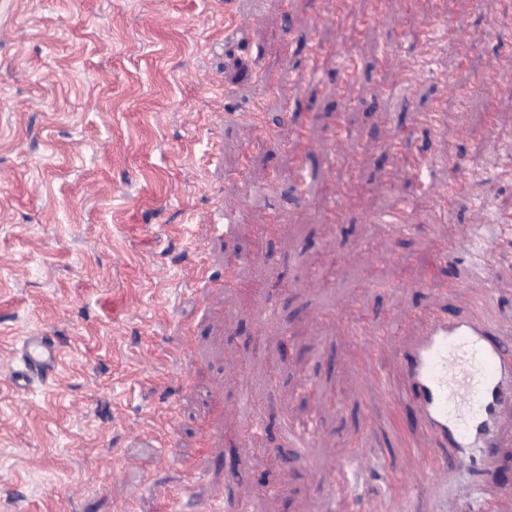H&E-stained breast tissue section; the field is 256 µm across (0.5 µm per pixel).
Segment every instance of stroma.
Here are the masks:
<instances>
[{"label": "stroma", "mask_w": 512, "mask_h": 512, "mask_svg": "<svg viewBox=\"0 0 512 512\" xmlns=\"http://www.w3.org/2000/svg\"><path fill=\"white\" fill-rule=\"evenodd\" d=\"M442 19L452 42L416 38ZM412 52L431 73L397 65ZM508 64L512 0H0V512H163L176 494L193 512H431L427 489L406 505L387 484L426 437L408 406L384 412L369 343L326 314L407 335L409 312L469 311L472 291L446 293L465 246L512 265V94L487 123L479 98L478 124L417 119ZM258 101L265 129L224 116ZM452 157L475 178L445 214L428 188ZM340 180L370 206L330 224L319 185ZM406 197L417 227L395 239L378 217ZM405 271L415 287L395 289ZM38 330L61 361L20 393L7 371ZM302 422L303 460L285 434ZM365 448L379 459L353 489L339 469Z\"/></svg>", "instance_id": "obj_1"}]
</instances>
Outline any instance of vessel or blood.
<instances>
[{
  "mask_svg": "<svg viewBox=\"0 0 512 512\" xmlns=\"http://www.w3.org/2000/svg\"><path fill=\"white\" fill-rule=\"evenodd\" d=\"M390 340L384 330L374 336L372 351L362 356L365 380L384 390L390 405L409 403L433 446L431 464L401 477L403 493L420 483L433 490L436 512H448L452 500L468 512H491L485 486L496 469L493 451L512 447V427L503 424L512 413V339L482 312L451 317L433 309L399 349L403 383L395 390L375 365ZM19 352L10 382L20 392L59 365L58 347L40 332L23 337Z\"/></svg>",
  "mask_w": 512,
  "mask_h": 512,
  "instance_id": "vessel-or-blood-1",
  "label": "vessel or blood"
}]
</instances>
